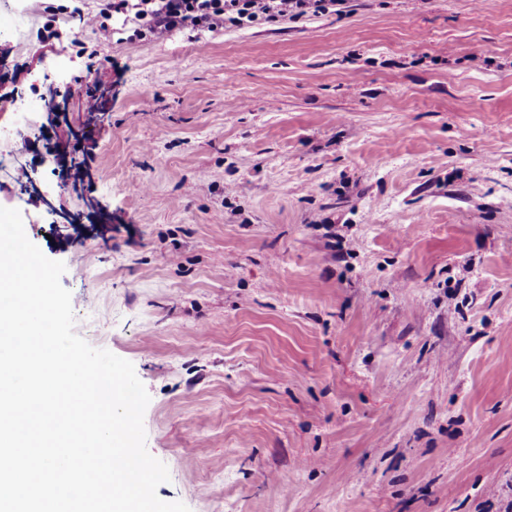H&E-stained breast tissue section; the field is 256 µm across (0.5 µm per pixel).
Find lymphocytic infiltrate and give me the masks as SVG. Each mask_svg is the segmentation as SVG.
<instances>
[{
  "label": "lymphocytic infiltrate",
  "instance_id": "f902f5d3",
  "mask_svg": "<svg viewBox=\"0 0 512 512\" xmlns=\"http://www.w3.org/2000/svg\"><path fill=\"white\" fill-rule=\"evenodd\" d=\"M345 0H104L98 14L80 16L101 38L112 35L108 21L123 18L137 39L162 41L184 30L245 29L286 19L336 13Z\"/></svg>",
  "mask_w": 512,
  "mask_h": 512
}]
</instances>
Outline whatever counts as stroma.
I'll return each instance as SVG.
<instances>
[{
  "mask_svg": "<svg viewBox=\"0 0 512 512\" xmlns=\"http://www.w3.org/2000/svg\"><path fill=\"white\" fill-rule=\"evenodd\" d=\"M100 8L0 0V128L23 100L43 126L44 94L77 78L112 87L77 191L50 156L70 125L0 138V206L65 263L76 333L146 387L159 498L505 512L512 0H346L164 41L119 18L101 39L76 17Z\"/></svg>",
  "mask_w": 512,
  "mask_h": 512,
  "instance_id": "stroma-1",
  "label": "stroma"
}]
</instances>
